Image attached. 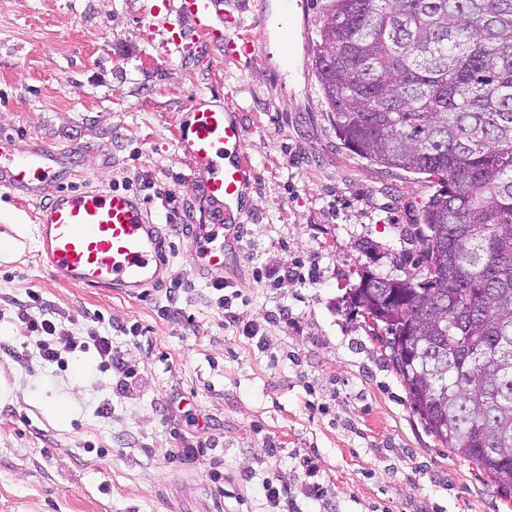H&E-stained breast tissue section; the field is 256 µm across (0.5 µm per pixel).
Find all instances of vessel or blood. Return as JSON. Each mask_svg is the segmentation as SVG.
Returning <instances> with one entry per match:
<instances>
[{"mask_svg": "<svg viewBox=\"0 0 512 512\" xmlns=\"http://www.w3.org/2000/svg\"><path fill=\"white\" fill-rule=\"evenodd\" d=\"M176 11L198 37L222 43L226 57L248 58L259 49L255 38L228 40L213 26V18L224 13L223 0H178ZM9 142L0 133V187L39 199L34 219L41 253L57 281L136 299L165 282V233L140 197L112 189L62 192L72 175L66 151L38 143L16 156L4 152ZM178 146L198 173L197 195L211 204L206 223L181 227L197 256L195 273L204 279L227 274L240 258L239 237L227 229L239 225L245 188L256 177L244 153L241 123L223 107L195 99Z\"/></svg>", "mask_w": 512, "mask_h": 512, "instance_id": "b4317fda", "label": "vessel or blood"}]
</instances>
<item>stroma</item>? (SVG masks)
<instances>
[{"mask_svg": "<svg viewBox=\"0 0 512 512\" xmlns=\"http://www.w3.org/2000/svg\"><path fill=\"white\" fill-rule=\"evenodd\" d=\"M177 0H0V132L22 153L75 149L73 189H130L169 226L170 273L183 314L165 319L164 288L145 299L74 288L44 266L37 200L0 190V512H271L279 476L296 512H512L472 462L429 434L348 292L358 272H411L413 224L433 192L422 176L370 163L337 138L313 69L325 0H224L228 36L267 27L253 60L221 44L176 46L189 21ZM237 113L258 171L230 281L238 326L210 299L177 227L199 217L197 174L178 146L195 98ZM35 292L78 336L110 335L136 374L133 390L74 352L52 372L9 354L18 305ZM139 325L140 336L129 328ZM257 326L259 340L241 328ZM111 400V420L96 415ZM62 401L67 423L42 409ZM279 448L269 456L268 444ZM203 456H178L185 447ZM311 459L324 500L307 496Z\"/></svg>", "mask_w": 512, "mask_h": 512, "instance_id": "obj_1", "label": "stroma"}]
</instances>
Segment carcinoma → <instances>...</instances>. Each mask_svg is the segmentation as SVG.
I'll list each match as a JSON object with an SVG mask.
<instances>
[{"mask_svg": "<svg viewBox=\"0 0 512 512\" xmlns=\"http://www.w3.org/2000/svg\"><path fill=\"white\" fill-rule=\"evenodd\" d=\"M314 67L356 156L425 176L421 262L391 289L353 288L414 411L455 456L512 491V0H326ZM336 37V61L323 42ZM456 254L443 304L416 288ZM424 354L411 365L404 344Z\"/></svg>", "mask_w": 512, "mask_h": 512, "instance_id": "obj_1", "label": "carcinoma"}]
</instances>
